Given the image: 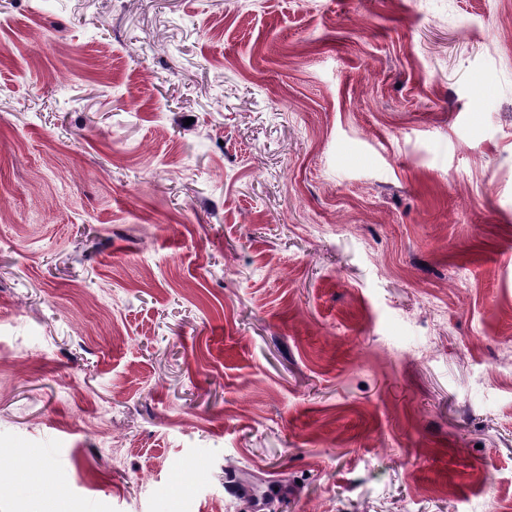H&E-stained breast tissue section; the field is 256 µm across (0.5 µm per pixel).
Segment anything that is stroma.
<instances>
[{"mask_svg": "<svg viewBox=\"0 0 512 512\" xmlns=\"http://www.w3.org/2000/svg\"><path fill=\"white\" fill-rule=\"evenodd\" d=\"M59 490L512 512V0H0V512Z\"/></svg>", "mask_w": 512, "mask_h": 512, "instance_id": "35a3bbf8", "label": "stroma"}]
</instances>
